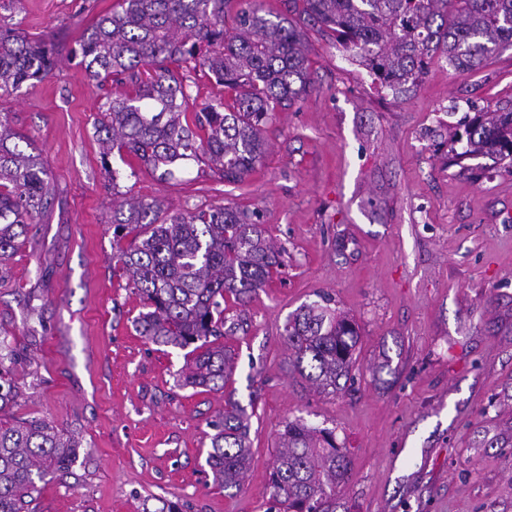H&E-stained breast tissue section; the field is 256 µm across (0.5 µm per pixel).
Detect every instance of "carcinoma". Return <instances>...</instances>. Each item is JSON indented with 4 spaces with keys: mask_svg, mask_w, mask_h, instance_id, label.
Segmentation results:
<instances>
[{
    "mask_svg": "<svg viewBox=\"0 0 512 512\" xmlns=\"http://www.w3.org/2000/svg\"><path fill=\"white\" fill-rule=\"evenodd\" d=\"M227 0H119L79 41L81 64L101 83L128 79L131 92L102 106L96 121L103 156L126 153L163 176L194 160L228 182L255 172L265 153L261 136L277 106L306 93L310 72L304 27L313 22L365 65L381 86L416 83L427 59L440 54L461 74L512 48V0H285L286 13L268 17L249 5L224 33ZM208 70L230 100L189 110L190 94L173 65ZM54 51L0 24V97L43 80ZM24 137L0 120V272L23 245L32 224L55 201L38 156L14 140ZM455 160L488 154L512 161V109L466 115L448 140ZM462 146L463 151L456 150ZM115 234L134 245L112 253L128 273L144 311L135 330L160 346L183 349L184 386L222 390L232 356L220 342L240 329L226 303L244 305L279 274L276 250L254 211L222 205L169 214L156 199L123 200L112 212ZM294 369L314 387L341 389L358 343L355 325L332 297L299 306L281 333ZM18 386L0 383V512H26L37 483L71 468L81 442L38 418L7 409ZM236 401L212 424L207 464L214 481L238 489L251 460L250 423ZM269 474L272 498L284 512H333L336 485L349 478L345 446L332 429L288 421Z\"/></svg>",
    "mask_w": 512,
    "mask_h": 512,
    "instance_id": "carcinoma-1",
    "label": "carcinoma"
}]
</instances>
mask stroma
Here are the masks:
<instances>
[{
	"instance_id": "stroma-1",
	"label": "stroma",
	"mask_w": 512,
	"mask_h": 512,
	"mask_svg": "<svg viewBox=\"0 0 512 512\" xmlns=\"http://www.w3.org/2000/svg\"><path fill=\"white\" fill-rule=\"evenodd\" d=\"M115 2L0 0L1 23L57 51L47 77L0 99L57 199L0 280L22 392L12 413L82 439L70 470L39 483L36 512H136L147 496L182 512H270L279 434L299 416L348 450L336 512H512V169L448 157L465 113L512 107V50L467 74L433 57L396 93L309 27L311 86L264 126L256 171L229 183L188 160L169 178L100 154L98 108L132 86H97L71 50ZM123 194L171 213L259 212L281 249L280 277L224 340L227 390L178 386L183 350L135 331L142 303L112 263ZM318 292L359 330L351 378L333 394L301 380L280 336ZM229 399L253 414L250 469L227 491L206 457Z\"/></svg>"
}]
</instances>
